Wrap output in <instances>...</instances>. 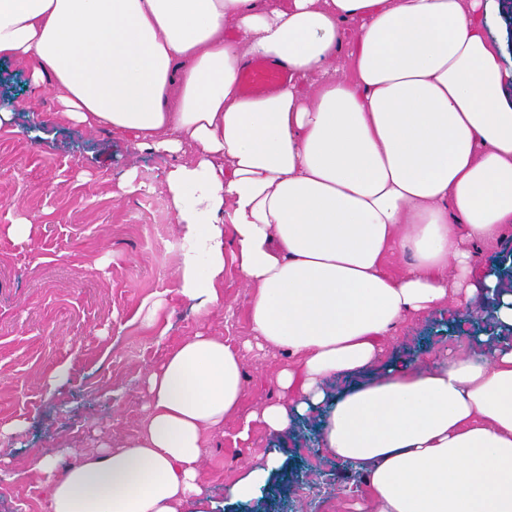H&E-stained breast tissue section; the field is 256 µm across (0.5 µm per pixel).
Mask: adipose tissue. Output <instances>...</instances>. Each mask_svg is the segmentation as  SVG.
<instances>
[{
  "label": "adipose tissue",
  "instance_id": "1",
  "mask_svg": "<svg viewBox=\"0 0 512 512\" xmlns=\"http://www.w3.org/2000/svg\"><path fill=\"white\" fill-rule=\"evenodd\" d=\"M499 0H0V58L62 118L189 153L165 178L182 243L176 294L200 318L244 302L257 351L288 362L249 411L243 354L206 332L144 376L138 436L37 458L49 512H183L206 433L237 417L319 443L359 475L351 512H512V278L474 243L512 239V71ZM287 67L244 94L240 70ZM444 307L485 327L467 348L385 360L402 323ZM368 373L331 396V379ZM285 465L255 454L224 487L263 496ZM491 36L501 38L504 44L505 65L511 69L512 66V13L507 11L500 20L491 25ZM288 80V71L261 60L249 63L241 72L240 85L247 94L270 92Z\"/></svg>",
  "mask_w": 512,
  "mask_h": 512
}]
</instances>
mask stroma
<instances>
[{"label":"stroma","instance_id":"obj_1","mask_svg":"<svg viewBox=\"0 0 512 512\" xmlns=\"http://www.w3.org/2000/svg\"><path fill=\"white\" fill-rule=\"evenodd\" d=\"M0 68L22 81L11 100L14 121L0 129V428L26 423L0 437V461L16 473L0 482V512H48L35 489L34 459L133 438L147 368L198 330L239 344L251 333L236 279L224 280L232 312L204 322L175 293L180 237L165 189L174 158L134 149L103 128L65 123L54 93L35 91L12 61L1 60ZM130 171L141 188L125 194L118 184ZM21 219L32 232L17 243L6 229ZM159 293L168 302L167 330L144 331L139 313ZM455 334L447 311H434L401 326L387 355L419 357L453 343ZM285 361L275 351L245 353L243 410L278 397L276 373ZM60 366L67 378L50 387L48 377ZM316 431L315 422H304L295 438L283 440L257 429L239 446L209 434L204 497L223 502L238 465L274 449L286 463L273 490L312 512H343L336 490L346 470L320 448Z\"/></svg>","mask_w":512,"mask_h":512}]
</instances>
